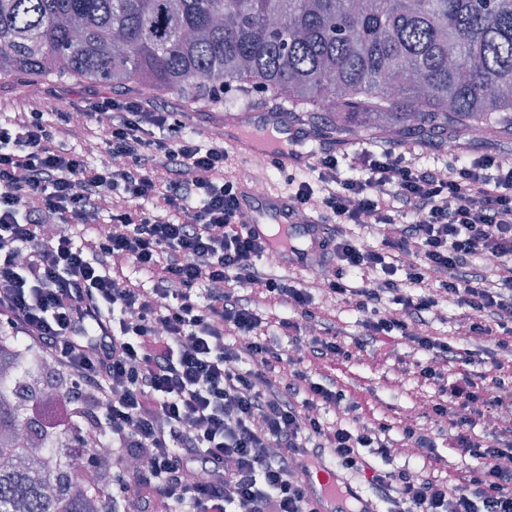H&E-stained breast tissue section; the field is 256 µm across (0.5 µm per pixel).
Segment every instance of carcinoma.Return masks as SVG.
<instances>
[{
    "instance_id": "obj_1",
    "label": "carcinoma",
    "mask_w": 512,
    "mask_h": 512,
    "mask_svg": "<svg viewBox=\"0 0 512 512\" xmlns=\"http://www.w3.org/2000/svg\"><path fill=\"white\" fill-rule=\"evenodd\" d=\"M0 76L259 89L338 138L512 131V0H0ZM31 359L0 334V512H112L33 430Z\"/></svg>"
}]
</instances>
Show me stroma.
I'll return each instance as SVG.
<instances>
[{
  "label": "stroma",
  "mask_w": 512,
  "mask_h": 512,
  "mask_svg": "<svg viewBox=\"0 0 512 512\" xmlns=\"http://www.w3.org/2000/svg\"><path fill=\"white\" fill-rule=\"evenodd\" d=\"M101 85L77 79L48 78L40 80L37 87H30L13 79L0 78V110L14 112L30 107L51 113L63 104L101 92ZM142 98L158 107L190 113L192 128L199 133H209L220 123V105L207 100H195L174 92L145 90ZM293 122L310 130L312 138L302 141L301 147L310 150L321 143H337L339 148L351 150L366 146L381 148V140L363 134H356L333 141L326 133L332 116L326 112H295ZM423 353L404 343L377 344L368 352L356 353L349 359H340L333 364L310 363L309 368L315 381L335 386L342 390L347 401L356 405L355 414L364 422H382L389 426V440L399 442L401 428L406 422H413L431 429L435 449L431 456L394 453L384 461L373 455L364 460L375 469L394 471L410 468L411 471L446 468V461H453V469H446L449 479H457L462 469L461 458L448 441V425L435 419L431 412L438 402L443 388L457 376L456 368L445 371L442 380L424 382L418 376V362L424 361Z\"/></svg>",
  "instance_id": "obj_1"
}]
</instances>
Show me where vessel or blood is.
Segmentation results:
<instances>
[{
  "instance_id": "vessel-or-blood-1",
  "label": "vessel or blood",
  "mask_w": 512,
  "mask_h": 512,
  "mask_svg": "<svg viewBox=\"0 0 512 512\" xmlns=\"http://www.w3.org/2000/svg\"><path fill=\"white\" fill-rule=\"evenodd\" d=\"M222 122L224 141L239 157L252 159L261 155L282 171L303 169L312 161L310 153L296 148V128L279 112H228ZM239 201L244 223L279 255L284 267L302 271L319 258L314 219L307 217L302 223H295L287 197L270 193L255 198L251 185L245 181ZM299 477L315 512H376L372 501L334 465L303 459Z\"/></svg>"
}]
</instances>
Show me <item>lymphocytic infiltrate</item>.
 Masks as SVG:
<instances>
[{"mask_svg": "<svg viewBox=\"0 0 512 512\" xmlns=\"http://www.w3.org/2000/svg\"><path fill=\"white\" fill-rule=\"evenodd\" d=\"M77 120L99 129L100 165L65 147ZM187 127L184 113L103 93L52 121L33 110L0 122V322L67 380L76 429L106 437L83 480L113 512L133 489L146 512H313L299 457L323 448L354 470L361 449L392 450L384 424L323 419L344 395L304 359L392 336L426 354L427 380L479 353L498 369L512 362V167L460 146L442 163L393 146L314 150L313 181L289 177L288 198L293 215L319 221L332 274L300 282L241 224L223 139ZM346 160L360 177H342ZM103 214L104 236L90 224ZM260 296L287 312L281 342L265 334ZM318 296L361 313L352 348ZM449 320L469 347L434 334ZM445 394L432 412L471 458L464 474L451 483L402 469L373 485L389 512H512V444L474 438L489 419L512 437V382L462 373Z\"/></svg>", "mask_w": 512, "mask_h": 512, "instance_id": "lymphocytic-infiltrate-1", "label": "lymphocytic infiltrate"}]
</instances>
